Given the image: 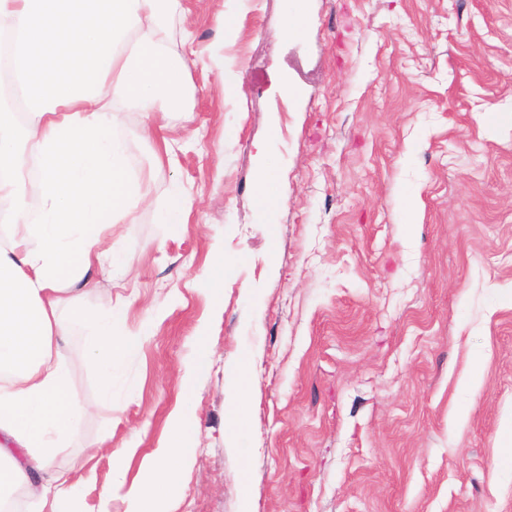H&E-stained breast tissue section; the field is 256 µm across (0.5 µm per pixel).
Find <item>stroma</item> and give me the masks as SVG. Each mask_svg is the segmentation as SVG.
Returning <instances> with one entry per match:
<instances>
[{
    "instance_id": "35a3bbf8",
    "label": "stroma",
    "mask_w": 512,
    "mask_h": 512,
    "mask_svg": "<svg viewBox=\"0 0 512 512\" xmlns=\"http://www.w3.org/2000/svg\"><path fill=\"white\" fill-rule=\"evenodd\" d=\"M285 8L181 0L159 45L179 104L114 115L142 201L106 232L131 268L73 287L89 317L124 302L126 343L108 407L95 337L60 351L88 410L53 459L74 512L107 489L129 512L202 324L198 449L167 512H512V0H307L298 40ZM261 149L283 192L268 216ZM176 191L175 228L157 213ZM189 212L188 201L179 193H173L164 208L159 212V222L162 224H184Z\"/></svg>"
}]
</instances>
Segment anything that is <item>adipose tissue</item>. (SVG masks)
Returning <instances> with one entry per match:
<instances>
[{
	"label": "adipose tissue",
	"mask_w": 512,
	"mask_h": 512,
	"mask_svg": "<svg viewBox=\"0 0 512 512\" xmlns=\"http://www.w3.org/2000/svg\"><path fill=\"white\" fill-rule=\"evenodd\" d=\"M180 0H0V34L13 38L9 69L35 113L18 124L0 106V196L12 197L17 216L0 245V493L22 488L32 512L49 500L75 498L65 472L52 458L84 416L73 398L70 377L57 359L58 348L86 326L77 297L66 288L98 267L112 266L103 234L134 219L136 183L128 172L122 135L113 128L111 103L133 102L151 111L158 100L180 99L183 76L160 55L171 15ZM93 20V77L59 90L32 89L29 73L69 32ZM137 36L135 57L123 45ZM39 201L26 203L29 184ZM73 307L60 320L61 305ZM123 311L108 307L93 326L99 343L89 356L100 374L104 403L112 401V379L124 342L115 336ZM195 374L183 377L180 411L142 482L127 497L132 512L179 497L182 471L196 450L198 426L189 401Z\"/></svg>",
	"instance_id": "ef3b65f1"
}]
</instances>
